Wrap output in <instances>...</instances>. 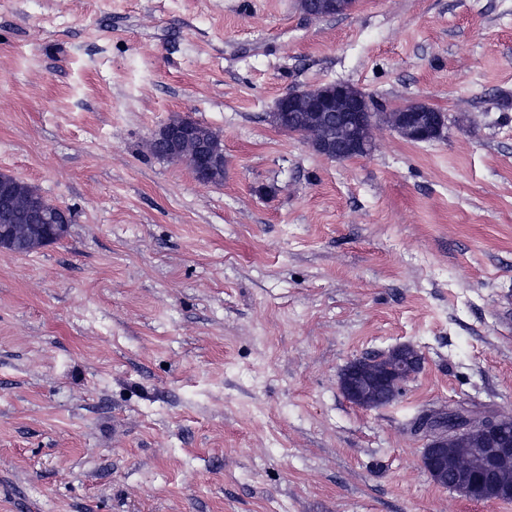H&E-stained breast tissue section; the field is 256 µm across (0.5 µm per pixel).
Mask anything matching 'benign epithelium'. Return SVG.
Instances as JSON below:
<instances>
[{"label":"benign epithelium","mask_w":512,"mask_h":512,"mask_svg":"<svg viewBox=\"0 0 512 512\" xmlns=\"http://www.w3.org/2000/svg\"><path fill=\"white\" fill-rule=\"evenodd\" d=\"M300 114L302 134L321 155L336 160L365 156L372 149L373 129L380 122L375 117L369 97L362 91L352 92L350 84L330 83L327 86L292 90L282 96L268 120L288 130L286 119ZM404 138L414 142H431L441 138L447 118L423 104H410L383 116ZM152 142H166L175 147L172 160L186 164L196 180L210 184L224 167V148L194 136V119L179 115L164 123L154 133ZM68 210L53 203H44L37 196L23 191L15 176L0 172V249L22 240L28 246L42 249L65 239L69 233ZM391 365L381 360L356 358L348 371L341 373L339 388L352 404L373 409L388 399H396L404 383L422 366V355L411 346H396ZM511 416L470 414L456 409L423 414L413 430L426 440L421 464L435 483L444 482L454 472L456 445L474 432L484 437L486 447L480 449L474 462L475 479L453 485L455 492L472 501L512 498V481L507 477L512 463V438L508 435Z\"/></svg>","instance_id":"benign-epithelium-1"}]
</instances>
